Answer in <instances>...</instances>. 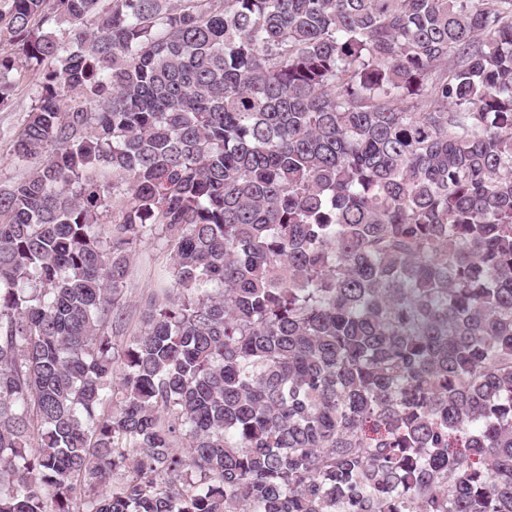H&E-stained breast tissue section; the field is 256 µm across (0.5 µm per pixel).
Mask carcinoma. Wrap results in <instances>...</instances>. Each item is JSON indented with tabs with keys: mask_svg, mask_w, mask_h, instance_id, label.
Instances as JSON below:
<instances>
[{
	"mask_svg": "<svg viewBox=\"0 0 512 512\" xmlns=\"http://www.w3.org/2000/svg\"><path fill=\"white\" fill-rule=\"evenodd\" d=\"M2 33L0 512H512V0H0ZM28 79L21 81L15 92L14 104L8 111L0 112V183L8 184L19 177L24 169L12 159V135L17 131L30 110L32 99ZM153 288V280L149 276V271L141 262V254L136 256L132 263V274L128 280L127 287L124 289L125 297L128 301L127 311L130 317V331L138 330L142 326L141 314L136 307L138 301L143 295H146Z\"/></svg>",
	"mask_w": 512,
	"mask_h": 512,
	"instance_id": "carcinoma-1",
	"label": "carcinoma"
}]
</instances>
